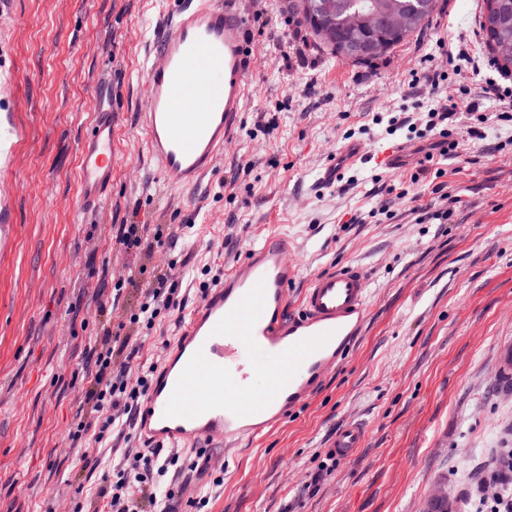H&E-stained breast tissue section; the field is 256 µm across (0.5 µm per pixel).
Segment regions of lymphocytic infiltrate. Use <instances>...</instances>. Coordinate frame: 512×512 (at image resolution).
<instances>
[{"instance_id":"1","label":"lymphocytic infiltrate","mask_w":512,"mask_h":512,"mask_svg":"<svg viewBox=\"0 0 512 512\" xmlns=\"http://www.w3.org/2000/svg\"><path fill=\"white\" fill-rule=\"evenodd\" d=\"M442 65H430L423 74L412 75L411 86L426 85L439 92L447 83L448 65L470 57L468 48L445 40L438 43ZM458 112L456 102L428 109L424 128H417L410 116L394 113L388 119L389 132L407 130L409 137L420 139V158L411 183H419L435 172V159L447 156L456 144L450 136ZM173 237L167 225H155L145 232L143 225H119L112 247L129 256L156 255L171 245ZM175 262L153 265L146 281L144 297L130 314L127 330L111 327L104 319L110 306L119 303L123 292L134 280L133 274L114 279L112 294L97 299L90 320L97 325L100 338L80 361L89 380L84 388V401L90 414L76 413L68 437L81 445L86 435H94L97 445L83 450L80 471L85 478L95 479L94 491L84 499H73L66 512H179L181 503L208 505V496L186 497L193 476L208 474L211 458L204 450H191L189 455L153 448L125 450L114 464H107L99 444L116 435H124L133 427L136 413L148 389L156 364H137L136 335L153 329L161 316L182 311L185 301L180 296ZM469 502L475 512H512V461L500 458L488 472L470 483Z\"/></svg>"}]
</instances>
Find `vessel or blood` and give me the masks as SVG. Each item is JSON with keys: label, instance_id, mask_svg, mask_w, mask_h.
Wrapping results in <instances>:
<instances>
[{"label": "vessel or blood", "instance_id": "b4317fda", "mask_svg": "<svg viewBox=\"0 0 512 512\" xmlns=\"http://www.w3.org/2000/svg\"><path fill=\"white\" fill-rule=\"evenodd\" d=\"M244 17L217 0H190L154 31L147 57L142 127L165 182L197 180L229 142L243 110L250 71ZM117 115L99 109L81 138L78 205L99 207L112 186ZM22 131L0 113V175L9 173ZM11 199L0 191V259L14 248ZM298 266L285 239L247 250L189 315L166 351L142 404L137 434L148 448L231 446L273 429L315 393L357 336L368 310V278L356 265L314 275L297 309L288 291ZM366 437L354 421L327 451L353 457Z\"/></svg>", "mask_w": 512, "mask_h": 512}]
</instances>
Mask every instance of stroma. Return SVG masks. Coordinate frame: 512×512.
I'll return each instance as SVG.
<instances>
[{"label": "stroma", "instance_id": "35a3bbf8", "mask_svg": "<svg viewBox=\"0 0 512 512\" xmlns=\"http://www.w3.org/2000/svg\"><path fill=\"white\" fill-rule=\"evenodd\" d=\"M177 3L12 0L0 14V113L23 130L4 180L22 188L14 251L0 262V512H47L78 494L67 434L84 393L71 372L95 329L74 324V309L111 295L110 270L137 267L112 248L119 224L170 225L192 307L200 276L223 278L276 230L299 258L290 306L332 267L355 264L369 278L362 330L311 401L261 437L211 449L224 484L204 512H433L491 449L512 448V374L496 360L512 345V125L497 122L500 103L485 91L483 0H445L383 57L356 63L312 41L289 66V0H261L262 21L243 27L246 105L213 169L187 186L160 177L139 124L153 30ZM441 38L480 48L481 68L462 63L443 94L479 102L485 139L468 138L461 110L457 155L438 179L414 185L409 168L358 158L348 180L321 182L348 143L405 144L373 118L436 106L429 87L408 81ZM102 105L118 114L112 187L82 213L77 144ZM438 185L458 200L445 224L431 218ZM351 420L367 427L364 447L328 464L331 436Z\"/></svg>", "mask_w": 512, "mask_h": 512}]
</instances>
